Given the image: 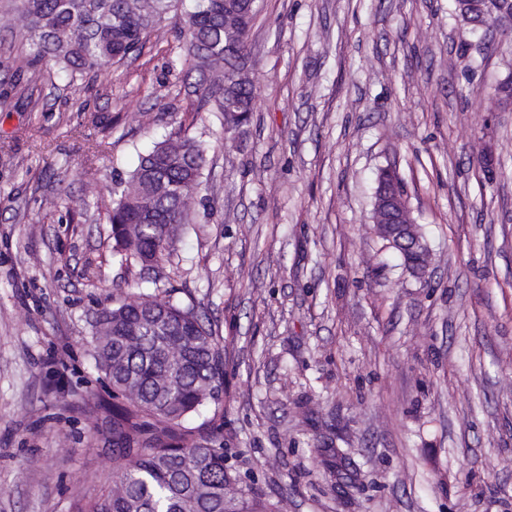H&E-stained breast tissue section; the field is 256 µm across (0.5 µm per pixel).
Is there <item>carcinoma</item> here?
Wrapping results in <instances>:
<instances>
[{"instance_id":"carcinoma-1","label":"carcinoma","mask_w":512,"mask_h":512,"mask_svg":"<svg viewBox=\"0 0 512 512\" xmlns=\"http://www.w3.org/2000/svg\"><path fill=\"white\" fill-rule=\"evenodd\" d=\"M29 52L18 66L98 75L140 53L163 23L186 34L197 90L223 114L224 139L254 111L244 51L253 0H17ZM208 145L183 127L112 182V261L129 270L172 264L178 232L198 223ZM91 345L112 387V486L77 512H275L226 462L223 352L197 311L144 293L96 313ZM211 410L197 426L191 414Z\"/></svg>"}]
</instances>
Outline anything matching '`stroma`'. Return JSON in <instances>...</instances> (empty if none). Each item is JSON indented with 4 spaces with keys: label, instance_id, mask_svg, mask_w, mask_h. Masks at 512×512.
<instances>
[{
    "label": "stroma",
    "instance_id": "35a3bbf8",
    "mask_svg": "<svg viewBox=\"0 0 512 512\" xmlns=\"http://www.w3.org/2000/svg\"><path fill=\"white\" fill-rule=\"evenodd\" d=\"M257 5L254 112L227 144L173 29L92 81L18 85L0 0V512H76L112 483L90 323L154 286L113 263L78 170L127 177L178 126L209 151L170 294L224 349L243 481L278 512H512V108L491 101L512 32L473 34L453 0ZM387 167L425 274L373 229Z\"/></svg>",
    "mask_w": 512,
    "mask_h": 512
}]
</instances>
